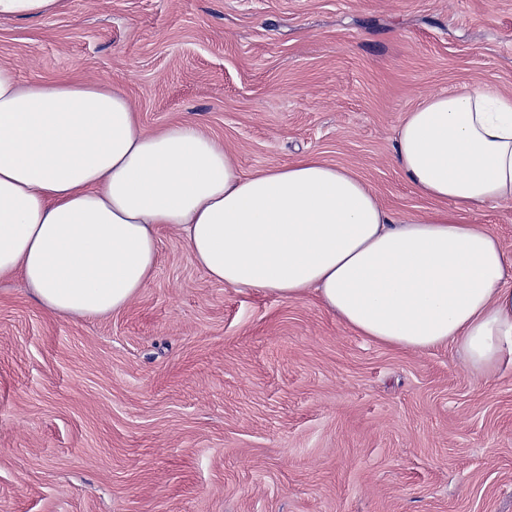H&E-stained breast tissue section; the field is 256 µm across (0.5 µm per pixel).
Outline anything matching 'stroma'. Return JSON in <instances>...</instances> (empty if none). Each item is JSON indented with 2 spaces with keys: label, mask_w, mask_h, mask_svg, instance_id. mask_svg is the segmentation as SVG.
<instances>
[{
  "label": "stroma",
  "mask_w": 512,
  "mask_h": 512,
  "mask_svg": "<svg viewBox=\"0 0 512 512\" xmlns=\"http://www.w3.org/2000/svg\"><path fill=\"white\" fill-rule=\"evenodd\" d=\"M2 63L118 85L145 127L194 126L247 174L349 168L405 219L438 204L402 177L398 125L433 92L512 94V0H69L0 20ZM158 238L106 317L0 281V512H512V370L390 349Z\"/></svg>",
  "instance_id": "obj_1"
}]
</instances>
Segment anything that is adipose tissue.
Here are the masks:
<instances>
[{
  "label": "adipose tissue",
  "instance_id": "ef3b65f1",
  "mask_svg": "<svg viewBox=\"0 0 512 512\" xmlns=\"http://www.w3.org/2000/svg\"><path fill=\"white\" fill-rule=\"evenodd\" d=\"M408 183L439 202L397 221L353 172L302 157L243 173L190 126L146 129L119 86L21 81L0 65V280L47 311L125 310L158 265L160 227L215 282L285 300L316 294L357 335L453 347L462 369L512 367V253L461 211L512 205V96L427 95L396 138Z\"/></svg>",
  "mask_w": 512,
  "mask_h": 512
}]
</instances>
